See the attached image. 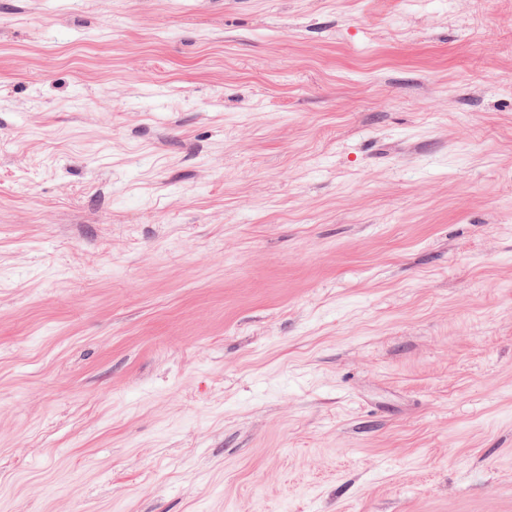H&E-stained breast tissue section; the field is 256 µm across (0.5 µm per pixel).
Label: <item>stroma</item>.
Instances as JSON below:
<instances>
[{"label":"stroma","instance_id":"obj_1","mask_svg":"<svg viewBox=\"0 0 512 512\" xmlns=\"http://www.w3.org/2000/svg\"><path fill=\"white\" fill-rule=\"evenodd\" d=\"M0 512H512V0H0Z\"/></svg>","mask_w":512,"mask_h":512}]
</instances>
